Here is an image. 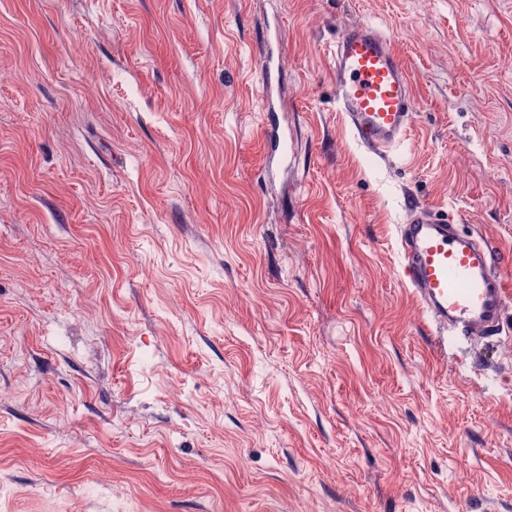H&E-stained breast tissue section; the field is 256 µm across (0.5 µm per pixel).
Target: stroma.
Wrapping results in <instances>:
<instances>
[{"mask_svg":"<svg viewBox=\"0 0 512 512\" xmlns=\"http://www.w3.org/2000/svg\"><path fill=\"white\" fill-rule=\"evenodd\" d=\"M413 204L512 252V0H0V512H512V334L438 348ZM332 86L358 140L383 158L406 137L415 100L404 63L376 25L358 22L343 28L332 54Z\"/></svg>","mask_w":512,"mask_h":512,"instance_id":"1","label":"stroma"}]
</instances>
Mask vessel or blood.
<instances>
[{
	"label": "vessel or blood",
	"instance_id": "vessel-or-blood-1",
	"mask_svg": "<svg viewBox=\"0 0 512 512\" xmlns=\"http://www.w3.org/2000/svg\"><path fill=\"white\" fill-rule=\"evenodd\" d=\"M332 86L358 142L382 158L406 137L415 100L404 63L376 25L343 28L332 54ZM403 279L428 314L437 344L478 342L504 330L507 261L478 236L459 233L440 211L412 206L397 238Z\"/></svg>",
	"mask_w": 512,
	"mask_h": 512
}]
</instances>
